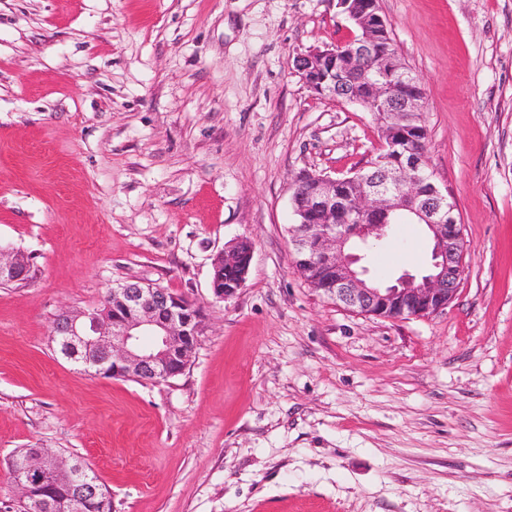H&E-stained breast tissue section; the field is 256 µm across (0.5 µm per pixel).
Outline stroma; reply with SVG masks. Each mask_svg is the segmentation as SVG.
I'll use <instances>...</instances> for the list:
<instances>
[{
  "label": "stroma",
  "mask_w": 512,
  "mask_h": 512,
  "mask_svg": "<svg viewBox=\"0 0 512 512\" xmlns=\"http://www.w3.org/2000/svg\"><path fill=\"white\" fill-rule=\"evenodd\" d=\"M425 97L427 155L466 244L445 310L361 315L293 265L295 178L366 168L360 106L295 57L349 42L336 0H0V503L10 461L87 462L112 512H512V0H378ZM254 244L231 298L219 251ZM384 283L430 263L424 226L357 245ZM194 302L163 383L62 357L65 309L118 282ZM28 276V268L18 251L0 248V282H20Z\"/></svg>",
  "instance_id": "35a3bbf8"
}]
</instances>
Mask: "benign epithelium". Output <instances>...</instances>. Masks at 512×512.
<instances>
[{"mask_svg":"<svg viewBox=\"0 0 512 512\" xmlns=\"http://www.w3.org/2000/svg\"><path fill=\"white\" fill-rule=\"evenodd\" d=\"M355 11L350 0H338L347 20L359 36L342 45L315 48L294 60L304 83L316 94L334 101L362 106L352 95L358 66L372 58L386 60L370 100L373 113L391 128L397 143L390 148L400 155L394 166L380 158L368 175L370 190L354 204H347L337 188L348 177L331 178L305 172L294 183L292 206L300 230L291 234L294 263L312 274L316 290L326 298L362 315L389 319L423 317L438 313L452 302L464 271L465 246L462 225L452 195L426 175L429 161L420 148L413 117L424 108V99L411 85L400 82L403 63L390 54L377 30L386 26L377 0ZM403 211L428 230L431 262L419 278L405 274L384 285L367 276L362 255L352 252L357 241L379 240L389 228L390 214ZM224 260L214 263L211 288L216 298L233 296L243 285L253 258V244L242 237L224 249ZM234 280L224 281V273ZM28 268L19 252L0 248V282H19ZM105 308L80 313L63 312L56 318L52 335L61 355L91 376L165 382L184 372L205 322L189 302L166 289L137 282L112 286ZM83 463L48 451L29 458L15 472L18 496L52 475L70 479L82 472ZM101 489L96 479L74 485L73 493L47 503L49 512H78L81 501Z\"/></svg>","mask_w":512,"mask_h":512,"instance_id":"1","label":"benign epithelium"}]
</instances>
